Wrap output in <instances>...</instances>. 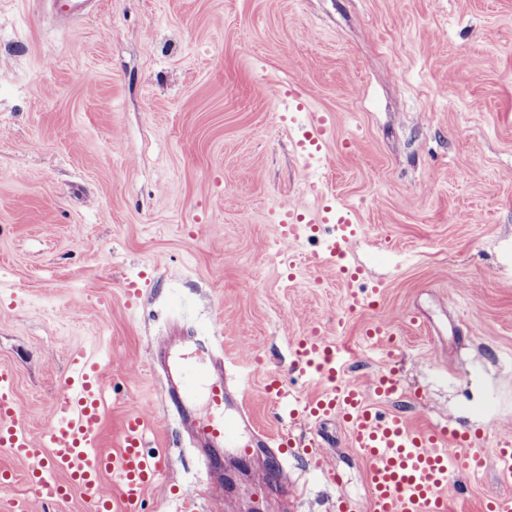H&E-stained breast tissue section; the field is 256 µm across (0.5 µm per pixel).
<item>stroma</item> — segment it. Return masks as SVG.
<instances>
[{
  "label": "stroma",
  "mask_w": 512,
  "mask_h": 512,
  "mask_svg": "<svg viewBox=\"0 0 512 512\" xmlns=\"http://www.w3.org/2000/svg\"><path fill=\"white\" fill-rule=\"evenodd\" d=\"M302 81L309 111L283 114L270 88ZM331 113L332 162L307 168L295 137ZM342 203L361 226L344 250L384 288L395 356L368 347L348 286L302 235L280 262L276 210ZM150 285L129 303L125 282ZM222 325L256 422L289 344L319 331L354 353L369 386L396 366L413 428L443 423L512 439V0H98L78 22L50 0H0V367L39 435L72 352L100 363L101 448L121 446L132 403L154 417L145 445L172 486L145 494L174 512H246L269 502L259 461L214 499L213 458L176 413L155 414L165 378L149 347L180 355ZM320 464L292 456L302 512H330L326 473L364 498V461L342 422ZM0 512H84L78 496L35 501L25 465L0 450Z\"/></svg>",
  "instance_id": "1"
}]
</instances>
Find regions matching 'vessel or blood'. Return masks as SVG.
<instances>
[{
	"instance_id": "1",
	"label": "vessel or blood",
	"mask_w": 512,
	"mask_h": 512,
	"mask_svg": "<svg viewBox=\"0 0 512 512\" xmlns=\"http://www.w3.org/2000/svg\"><path fill=\"white\" fill-rule=\"evenodd\" d=\"M271 94L287 102L289 111L307 107L304 90L297 83L272 86ZM332 127L330 116L317 118L296 143L298 157L309 165L326 161L323 143ZM278 229L284 244L299 238L305 229L324 231L320 260L337 268L349 285L348 308L371 313L364 334L373 344L395 348L397 328L376 313L381 288L363 284L361 274L343 264V245L359 230L351 213L332 203L311 213L284 205L278 211ZM212 348L211 338L197 339L189 356L166 361L164 406L175 408L185 427L211 448L227 450L241 459L262 453L274 456L278 463L274 479H262L258 487L263 491L272 484L287 488L282 462L296 447V439L289 434H269L255 424L244 389L230 384L228 372H210L215 362ZM348 361V356L313 330L292 343L290 365L299 375L322 381V389L302 402L288 399L280 378H272L267 387L279 419L300 417L319 425L339 415L347 422L349 445L364 459L367 499L362 502L338 494L336 512H448L449 500L468 497V476L490 467L500 485L512 487L511 440L499 441L489 454L483 438H470L448 426L414 429L404 414L385 407L404 393L395 373L381 372L365 388L346 380ZM201 394L212 408L206 418L196 411ZM102 408L98 363L83 353H73L50 425L40 435H31L24 426L14 374L0 367V448L26 465L38 500L50 503L75 494L88 512H141L146 489L170 480L169 460L144 448L148 421L139 408H132L124 421L121 448L111 452L100 448ZM107 477L115 489L111 495L103 485Z\"/></svg>"
}]
</instances>
